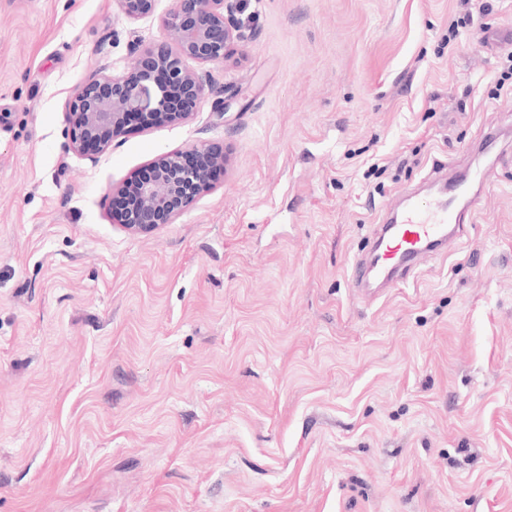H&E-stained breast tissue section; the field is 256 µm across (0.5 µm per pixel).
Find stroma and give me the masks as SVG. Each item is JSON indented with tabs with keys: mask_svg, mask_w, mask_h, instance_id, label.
Wrapping results in <instances>:
<instances>
[{
	"mask_svg": "<svg viewBox=\"0 0 512 512\" xmlns=\"http://www.w3.org/2000/svg\"><path fill=\"white\" fill-rule=\"evenodd\" d=\"M170 6L0 0V512H512V150L477 151L512 0H249L223 113L65 153V101ZM201 141L214 187L118 229L111 187ZM437 161L490 175L465 234L355 295ZM157 0H117L122 14L133 21L152 18L155 15Z\"/></svg>",
	"mask_w": 512,
	"mask_h": 512,
	"instance_id": "stroma-1",
	"label": "stroma"
}]
</instances>
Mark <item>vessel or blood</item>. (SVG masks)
Wrapping results in <instances>:
<instances>
[{
    "instance_id": "b4317fda",
    "label": "vessel or blood",
    "mask_w": 512,
    "mask_h": 512,
    "mask_svg": "<svg viewBox=\"0 0 512 512\" xmlns=\"http://www.w3.org/2000/svg\"><path fill=\"white\" fill-rule=\"evenodd\" d=\"M473 180L482 185L486 176L454 179L434 199L412 204L390 223L378 225L370 258L357 260L352 268L354 287H362L369 273L394 285L407 280L422 260L442 254L449 237L460 235L471 213V202L462 201L461 195Z\"/></svg>"
}]
</instances>
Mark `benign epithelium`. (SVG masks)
Masks as SVG:
<instances>
[{"instance_id":"obj_1","label":"benign epithelium","mask_w":512,"mask_h":512,"mask_svg":"<svg viewBox=\"0 0 512 512\" xmlns=\"http://www.w3.org/2000/svg\"><path fill=\"white\" fill-rule=\"evenodd\" d=\"M156 2L117 0L122 14L133 21L153 17ZM239 8L240 0H172L160 17L162 41L132 42V66L114 67L110 73L100 68L65 102L64 150L94 163L132 120L181 125L206 97H216L215 109L224 114L227 88L205 66L223 63L232 46L247 39L236 17ZM189 61L200 68L188 67ZM225 162L224 148L207 142L158 155L137 173L135 188L111 189L120 202V227L146 234L173 223L210 187Z\"/></svg>"}]
</instances>
